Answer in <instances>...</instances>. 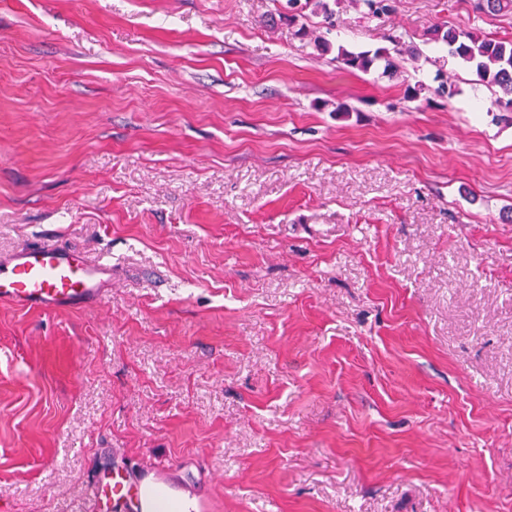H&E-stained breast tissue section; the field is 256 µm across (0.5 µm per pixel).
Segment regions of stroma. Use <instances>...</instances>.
Wrapping results in <instances>:
<instances>
[{
    "label": "stroma",
    "instance_id": "35a3bbf8",
    "mask_svg": "<svg viewBox=\"0 0 512 512\" xmlns=\"http://www.w3.org/2000/svg\"><path fill=\"white\" fill-rule=\"evenodd\" d=\"M287 11L0 0V259L112 267L0 304V512L115 474L204 512H512V108L426 40L512 11ZM395 37L425 57L394 77L336 60ZM111 277L110 266L63 247L23 246L0 260V304L40 312L72 309L100 300Z\"/></svg>",
    "mask_w": 512,
    "mask_h": 512
}]
</instances>
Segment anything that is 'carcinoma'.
<instances>
[{
  "label": "carcinoma",
  "mask_w": 512,
  "mask_h": 512,
  "mask_svg": "<svg viewBox=\"0 0 512 512\" xmlns=\"http://www.w3.org/2000/svg\"><path fill=\"white\" fill-rule=\"evenodd\" d=\"M363 8V15L368 19H381L392 14L397 0H355ZM288 6L295 9L310 7L323 14L325 22L333 25L335 15L329 0H288ZM474 8L478 12L499 13L512 10V0H476ZM428 40L442 43L448 54L461 59L476 68V72L490 86L500 87L504 93L512 94V40H493L478 34L472 28L436 27L430 32ZM338 62L348 69H357L368 73L378 63H383L382 75L390 76L395 71V64L389 50L380 48L373 53L351 52L339 49Z\"/></svg>",
  "instance_id": "carcinoma-1"
}]
</instances>
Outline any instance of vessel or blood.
<instances>
[{
	"instance_id": "vessel-or-blood-1",
	"label": "vessel or blood",
	"mask_w": 512,
	"mask_h": 512,
	"mask_svg": "<svg viewBox=\"0 0 512 512\" xmlns=\"http://www.w3.org/2000/svg\"><path fill=\"white\" fill-rule=\"evenodd\" d=\"M112 277L110 266L87 262L60 246L34 244L0 260V304L51 312L100 300ZM141 484L125 477L94 484L93 504L119 506Z\"/></svg>"
}]
</instances>
